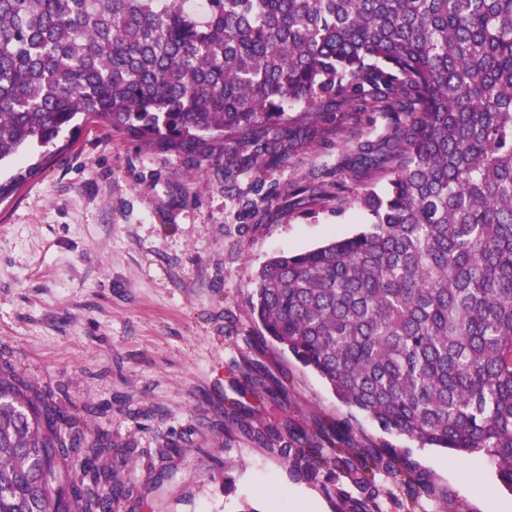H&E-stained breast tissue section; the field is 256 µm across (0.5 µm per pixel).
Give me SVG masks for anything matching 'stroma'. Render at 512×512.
<instances>
[{
  "label": "stroma",
  "mask_w": 512,
  "mask_h": 512,
  "mask_svg": "<svg viewBox=\"0 0 512 512\" xmlns=\"http://www.w3.org/2000/svg\"><path fill=\"white\" fill-rule=\"evenodd\" d=\"M395 123L331 112L297 129L268 175L215 150L168 148L90 120L0 165L24 172L0 198V369L112 443L101 460L124 494L112 512H351L362 492L339 470L310 478L225 418L250 386L245 359L270 368L286 405H256L252 426L349 425L395 448L455 512H512V490L481 453L420 447L350 411L326 382L262 339L250 301L262 265L361 231L354 160ZM342 189L339 212L288 210L294 191ZM480 487H469L468 473Z\"/></svg>",
  "instance_id": "stroma-1"
}]
</instances>
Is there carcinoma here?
Returning a JSON list of instances; mask_svg holds the SVG:
<instances>
[{"mask_svg": "<svg viewBox=\"0 0 512 512\" xmlns=\"http://www.w3.org/2000/svg\"><path fill=\"white\" fill-rule=\"evenodd\" d=\"M0 0V161L47 146L82 114L135 139L279 168L323 112L395 114L355 159L366 230L259 270L251 315L340 401L423 447L485 453L512 489V0ZM347 198L323 191L309 214ZM254 395L287 399L269 372ZM229 418L249 426L238 399ZM290 438L313 477H400L398 458L322 426ZM89 435L0 371V512H106L122 488ZM91 483L68 478L73 458Z\"/></svg>", "mask_w": 512, "mask_h": 512, "instance_id": "obj_1", "label": "carcinoma"}]
</instances>
